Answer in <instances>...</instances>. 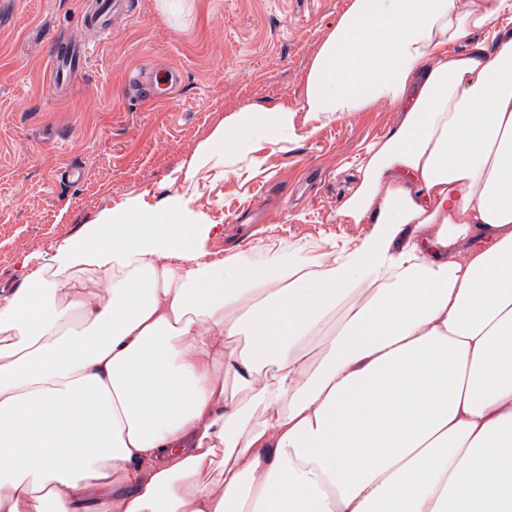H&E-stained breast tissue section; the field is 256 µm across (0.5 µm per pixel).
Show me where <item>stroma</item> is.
Listing matches in <instances>:
<instances>
[{
  "instance_id": "1",
  "label": "stroma",
  "mask_w": 512,
  "mask_h": 512,
  "mask_svg": "<svg viewBox=\"0 0 512 512\" xmlns=\"http://www.w3.org/2000/svg\"><path fill=\"white\" fill-rule=\"evenodd\" d=\"M351 0H131L108 32L81 24L88 0H0V293L20 287L58 242L131 200L165 205L190 193L213 224L216 256L298 257L330 238L371 230L339 211L359 184L367 146L400 121L386 107L307 121L301 106L315 53ZM90 41L84 66L55 86L50 56ZM173 67L182 83L159 102H132V71ZM290 106L287 141H259L224 175L185 173L215 126L249 105ZM86 176L66 182L63 171Z\"/></svg>"
}]
</instances>
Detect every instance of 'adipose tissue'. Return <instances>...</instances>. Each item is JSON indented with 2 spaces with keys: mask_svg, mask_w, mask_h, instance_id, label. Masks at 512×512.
Returning <instances> with one entry per match:
<instances>
[{
  "mask_svg": "<svg viewBox=\"0 0 512 512\" xmlns=\"http://www.w3.org/2000/svg\"><path fill=\"white\" fill-rule=\"evenodd\" d=\"M510 9L352 0L323 40L311 120L401 114L340 210L363 238L211 260L189 198L129 202L0 296V512H512Z\"/></svg>",
  "mask_w": 512,
  "mask_h": 512,
  "instance_id": "adipose-tissue-1",
  "label": "adipose tissue"
}]
</instances>
